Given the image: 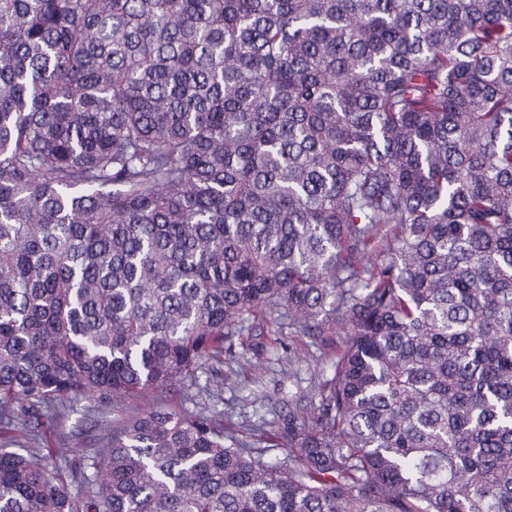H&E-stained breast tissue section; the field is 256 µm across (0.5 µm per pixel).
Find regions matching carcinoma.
I'll return each mask as SVG.
<instances>
[{
  "label": "carcinoma",
  "instance_id": "1",
  "mask_svg": "<svg viewBox=\"0 0 512 512\" xmlns=\"http://www.w3.org/2000/svg\"><path fill=\"white\" fill-rule=\"evenodd\" d=\"M255 320L312 414L107 419ZM7 434L0 512H512V0H0ZM90 425L85 423L79 431H76L78 435L72 440L71 448L72 454L75 455V462L78 464L84 459V454L89 453L88 448H92L96 439L100 435V431L97 428H89Z\"/></svg>",
  "mask_w": 512,
  "mask_h": 512
}]
</instances>
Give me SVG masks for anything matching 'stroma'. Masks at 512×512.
I'll return each mask as SVG.
<instances>
[{
	"label": "stroma",
	"instance_id": "stroma-1",
	"mask_svg": "<svg viewBox=\"0 0 512 512\" xmlns=\"http://www.w3.org/2000/svg\"><path fill=\"white\" fill-rule=\"evenodd\" d=\"M296 346L304 352V360H296L288 349L266 336H253L246 344L236 343L225 349V366L243 371L245 378L238 386L224 389L218 399L219 409L236 422H254L279 412L312 409L316 400L311 377L314 371L329 368L332 357L327 347L313 344L305 337L297 339ZM210 376V370L198 369L177 391L150 390L130 397L114 412L146 413L165 405L187 414L196 413L208 400L203 389Z\"/></svg>",
	"mask_w": 512,
	"mask_h": 512
}]
</instances>
